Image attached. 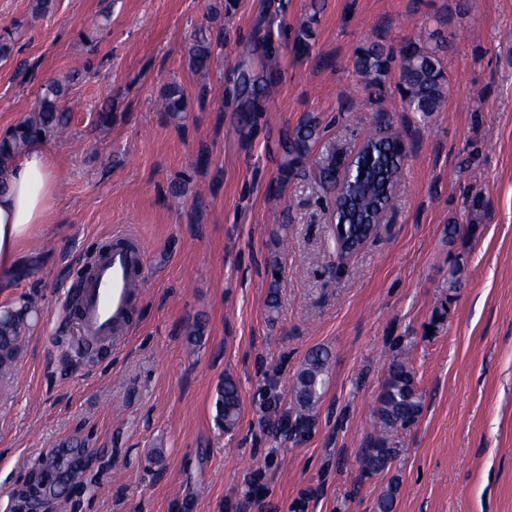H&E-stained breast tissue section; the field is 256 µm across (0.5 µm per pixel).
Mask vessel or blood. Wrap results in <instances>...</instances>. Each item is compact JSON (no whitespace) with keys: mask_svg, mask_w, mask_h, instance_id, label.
Returning a JSON list of instances; mask_svg holds the SVG:
<instances>
[{"mask_svg":"<svg viewBox=\"0 0 512 512\" xmlns=\"http://www.w3.org/2000/svg\"><path fill=\"white\" fill-rule=\"evenodd\" d=\"M147 260L142 245L129 240L127 233H113L84 267L85 284L78 307H64L65 316L75 317L78 334L85 342L96 343L122 335L129 326L134 291Z\"/></svg>","mask_w":512,"mask_h":512,"instance_id":"b4317fda","label":"vessel or blood"}]
</instances>
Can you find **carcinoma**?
I'll use <instances>...</instances> for the list:
<instances>
[{"label":"carcinoma","instance_id":"carcinoma-1","mask_svg":"<svg viewBox=\"0 0 512 512\" xmlns=\"http://www.w3.org/2000/svg\"><path fill=\"white\" fill-rule=\"evenodd\" d=\"M213 53L211 39L202 31L195 33L191 48V64L203 70L210 64ZM443 45L432 42L411 41L399 53L402 103L412 111L429 116L440 110L446 96L447 78L442 61ZM394 63L391 50L378 43L360 49L355 62L358 73L378 86ZM69 85L67 81L54 80L43 85L41 97L31 116L18 123L0 137V190L6 188L13 159L41 138L63 135L72 120L71 107L66 104ZM167 112L185 111L183 90L170 86L164 94ZM319 136L318 124L309 123L298 129L283 144V168L293 172L308 155L310 144ZM402 134L386 126L376 127L365 145L374 152L356 161L359 177L336 189L338 165L336 148L314 164L313 180L325 189L336 190L334 211L336 216L347 218L346 236L339 238L340 248L347 246L348 239L357 236L358 224L364 217L377 215L389 206L391 199L386 190L396 189L401 173ZM23 308L0 319V374L12 369L23 333L28 326L27 310L38 308L30 297H21ZM329 354L325 349L308 353L292 382V401L297 415L307 418L321 397V389L328 374ZM424 406L423 395L418 389L416 373L408 362L397 359L391 362L382 390L378 396L375 416L380 436L371 447L362 450V471L375 475L387 470L398 453L389 445L393 432L407 428L418 420ZM217 421L224 430H232L241 415V396L234 379L227 376L217 389ZM400 484L393 481L377 502V512H395Z\"/></svg>","mask_w":512,"mask_h":512}]
</instances>
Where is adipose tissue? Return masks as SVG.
I'll list each match as a JSON object with an SVG mask.
<instances>
[{
    "mask_svg": "<svg viewBox=\"0 0 512 512\" xmlns=\"http://www.w3.org/2000/svg\"><path fill=\"white\" fill-rule=\"evenodd\" d=\"M61 192L57 166L42 144L12 163L0 192V286L12 280L23 250L46 233Z\"/></svg>",
    "mask_w": 512,
    "mask_h": 512,
    "instance_id": "ef3b65f1",
    "label": "adipose tissue"
}]
</instances>
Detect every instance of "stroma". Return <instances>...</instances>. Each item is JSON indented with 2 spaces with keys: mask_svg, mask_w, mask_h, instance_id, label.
<instances>
[{
  "mask_svg": "<svg viewBox=\"0 0 512 512\" xmlns=\"http://www.w3.org/2000/svg\"><path fill=\"white\" fill-rule=\"evenodd\" d=\"M211 2L53 0L37 16L33 0H0L13 47L0 134L45 82L69 79L73 108L68 135L46 142L62 183L49 229L0 288V307L31 294L43 311L0 377V512H20L48 457V512H377L393 480L396 512H512V0ZM201 28L224 41L205 73L189 64ZM431 31L451 47L445 104L425 117L404 108L398 72L373 88L354 60ZM171 83L186 95L177 115L160 106ZM311 116L320 137L283 173L282 142ZM382 119L404 133L401 179L383 224L345 255L335 193L308 172ZM116 230L148 254L129 331L80 361L62 304ZM316 348L329 374L300 423L289 385ZM399 354L423 411L391 437L390 468L366 477ZM228 376L242 406L227 432L214 402Z\"/></svg>",
  "mask_w": 512,
  "mask_h": 512,
  "instance_id": "obj_1",
  "label": "stroma"
}]
</instances>
